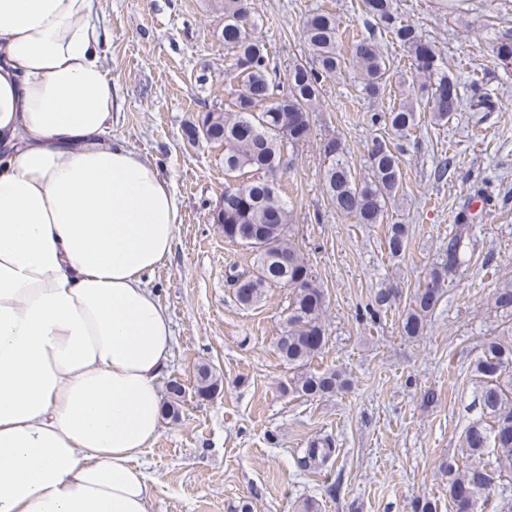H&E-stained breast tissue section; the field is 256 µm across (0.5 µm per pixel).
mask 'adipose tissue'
Masks as SVG:
<instances>
[{"label":"adipose tissue","mask_w":512,"mask_h":512,"mask_svg":"<svg viewBox=\"0 0 512 512\" xmlns=\"http://www.w3.org/2000/svg\"><path fill=\"white\" fill-rule=\"evenodd\" d=\"M99 0H0V512H150L171 183L108 140Z\"/></svg>","instance_id":"ef3b65f1"}]
</instances>
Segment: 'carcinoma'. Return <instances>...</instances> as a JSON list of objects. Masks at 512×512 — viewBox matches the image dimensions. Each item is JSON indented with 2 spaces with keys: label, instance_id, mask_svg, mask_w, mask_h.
Returning <instances> with one entry per match:
<instances>
[{
  "label": "carcinoma",
  "instance_id": "carcinoma-1",
  "mask_svg": "<svg viewBox=\"0 0 512 512\" xmlns=\"http://www.w3.org/2000/svg\"><path fill=\"white\" fill-rule=\"evenodd\" d=\"M363 4L374 20L372 28L393 35L407 48L411 66L423 79L418 93L431 118L448 122L462 103L461 82L441 67L433 42L415 26L398 21L391 0H363ZM215 6L224 16L221 37L231 55L227 74L231 100L224 109L201 116L205 139L224 145V198L212 208L211 219L222 226L225 238L254 255L251 270L229 275L240 304H259L266 289L273 286L289 288L286 327L276 351L288 365L300 368L326 344L321 323L326 297L306 259L291 243L292 211L279 191L280 163L285 152L294 154L310 140L311 114L327 79L350 66L359 74L361 93L375 98L392 85L398 66L383 54L375 33L356 34L346 42L339 34L336 14L318 8L302 21L311 61H295L283 79L271 65L265 45L252 35L256 23L251 0H217ZM371 122L383 125V131L367 149L369 172L361 180L354 176L339 139L332 137L322 145L328 159L322 175L326 200L337 214L358 224L384 223L388 205L403 189L401 150L394 137L407 135L417 125V107L407 98L388 112L373 114ZM243 192L251 198L246 208L239 203ZM466 232V225H456L442 269L430 271L414 290L410 307L401 318L403 335H420L425 319L446 293V279L469 262ZM385 243L391 257L404 255L408 243L405 226L390 225ZM393 304L392 289L382 288L369 315L377 318ZM493 308L512 321V284L496 289ZM475 374L481 385L482 418L466 431L467 463L461 466L455 459L441 463L448 474V496L453 512H461L460 504L474 492L480 496L474 498L472 512H485L489 504L490 512H512V497L506 490L491 495L502 481L512 480V324L483 342ZM222 386L223 380L212 366L196 368L197 396L209 398ZM346 386L338 371L328 369L297 375L290 390L315 398ZM181 394L178 382L169 385L165 415L178 417ZM490 448L495 459L486 462L483 456ZM335 452L332 442L325 439L310 444L307 458L326 462Z\"/></svg>",
  "mask_w": 512,
  "mask_h": 512
}]
</instances>
